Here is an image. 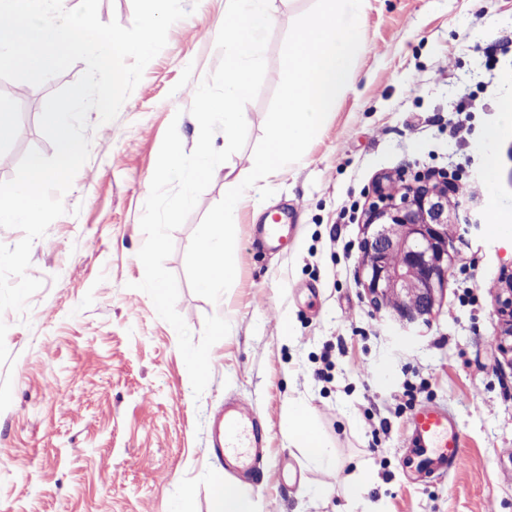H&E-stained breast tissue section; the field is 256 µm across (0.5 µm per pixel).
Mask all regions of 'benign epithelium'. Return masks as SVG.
<instances>
[{
  "label": "benign epithelium",
  "instance_id": "7a95c632",
  "mask_svg": "<svg viewBox=\"0 0 512 512\" xmlns=\"http://www.w3.org/2000/svg\"><path fill=\"white\" fill-rule=\"evenodd\" d=\"M458 180L419 172L384 174L364 212L362 287L370 304L406 327L430 321L447 292L454 262L448 226L459 223ZM500 350L512 353V273L498 288Z\"/></svg>",
  "mask_w": 512,
  "mask_h": 512
}]
</instances>
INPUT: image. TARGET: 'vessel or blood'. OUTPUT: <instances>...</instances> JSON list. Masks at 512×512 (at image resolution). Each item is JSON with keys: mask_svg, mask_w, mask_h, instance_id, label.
I'll return each instance as SVG.
<instances>
[{"mask_svg": "<svg viewBox=\"0 0 512 512\" xmlns=\"http://www.w3.org/2000/svg\"><path fill=\"white\" fill-rule=\"evenodd\" d=\"M288 230L287 219L275 218L272 223L258 226L255 242L265 248H277ZM408 442L402 455L403 467L427 478L443 477L467 464L461 427L444 406L427 402L415 409L409 420ZM266 445V432L256 415L244 406H225L223 427L214 443L216 456L225 457L244 448L256 462L265 455Z\"/></svg>", "mask_w": 512, "mask_h": 512, "instance_id": "vessel-or-blood-1", "label": "vessel or blood"}]
</instances>
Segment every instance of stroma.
Returning <instances> with one entry per match:
<instances>
[{"instance_id":"1","label":"stroma","mask_w":512,"mask_h":512,"mask_svg":"<svg viewBox=\"0 0 512 512\" xmlns=\"http://www.w3.org/2000/svg\"><path fill=\"white\" fill-rule=\"evenodd\" d=\"M164 49L117 117L87 116L89 158L64 195V215L31 248L28 274L42 288L26 313L0 314V512H212L229 479L211 445L227 399L244 402L267 432L259 482L241 481L259 512H354L344 479L368 469L364 512H512V357L498 348L495 295L512 270V241L490 234L512 223V129L500 104L512 98V0H369L352 79L302 159L262 182L234 230V279L200 287L197 239L224 203L216 172L165 262L178 281L176 308L193 340L207 316L230 324L210 350L211 378L194 397L175 329L158 317L144 276L140 227L169 124L193 151L190 113L198 84L216 69L224 0H183ZM314 0H275L266 74L244 108L242 150L228 164L246 173L282 73L285 38ZM84 62L17 100L0 144V182L32 149L52 156L40 130L42 103L75 83ZM473 99L465 139L448 123ZM495 156V180L485 157ZM447 171L467 184L466 220L455 228L448 290L430 324L406 328L378 313L359 282L361 218L382 173ZM288 210L278 251L254 245L256 224ZM476 303L460 302L463 280ZM291 332L283 334L280 322ZM302 402L342 482L289 447L288 405ZM430 401L454 413L465 469L425 481L408 475L407 418Z\"/></svg>"}]
</instances>
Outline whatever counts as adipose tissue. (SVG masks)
<instances>
[{
    "label": "adipose tissue",
    "mask_w": 512,
    "mask_h": 512,
    "mask_svg": "<svg viewBox=\"0 0 512 512\" xmlns=\"http://www.w3.org/2000/svg\"><path fill=\"white\" fill-rule=\"evenodd\" d=\"M246 200L242 176L225 179L224 204L203 228L198 244L199 284L215 288L228 282L239 261L231 243V230ZM288 444L304 449L308 459L325 474L335 471L332 452L320 438L307 409L298 402L288 405Z\"/></svg>",
    "instance_id": "1"
}]
</instances>
